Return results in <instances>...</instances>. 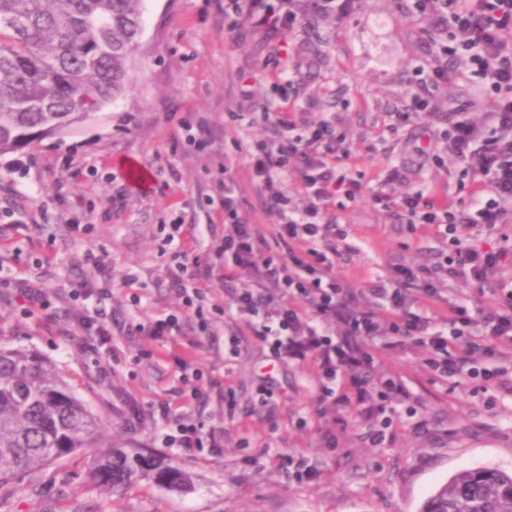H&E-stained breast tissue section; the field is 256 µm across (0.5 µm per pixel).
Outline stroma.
Here are the masks:
<instances>
[{
    "label": "stroma",
    "mask_w": 512,
    "mask_h": 512,
    "mask_svg": "<svg viewBox=\"0 0 512 512\" xmlns=\"http://www.w3.org/2000/svg\"><path fill=\"white\" fill-rule=\"evenodd\" d=\"M285 40L288 60L279 66L269 59L262 32L225 33L224 0H145L126 93L33 148L0 153V342L50 361L100 418L106 438L165 456L191 479L183 493L141 479L115 494L94 481L92 451L83 448L17 482L12 494L0 496V512H420L457 472L512 473V392L433 380L413 344L384 358L385 370L401 373L408 385L407 397L394 403L390 437L371 445L366 426L355 421L328 448L310 367L272 365L253 340L230 355V323L213 336L201 333L192 317L180 335L147 333L154 319L179 311L181 303L161 225H197L198 254L206 256L224 234L214 199L227 162L239 174L243 211L262 212L236 143L268 137L260 114L276 100L268 79L274 71L289 83L302 119L337 118L340 147L363 185L360 200L327 214L349 233L337 275L374 279L395 263L441 260L442 244L370 197L389 164L400 173L391 193L431 191L456 202L454 159L439 168L419 150L447 127L451 108L468 102L481 114L474 86L452 79L422 87L418 69L431 61L437 36L411 0H356L351 10L327 17L308 11ZM244 74L256 83L248 102L238 94ZM421 91L430 95L432 111L397 124L396 113ZM189 126L211 139L207 151L186 141ZM127 158L148 171L146 191L128 182L120 166ZM88 250L112 274L104 304L112 327L108 348L76 322L95 302L68 296L73 280L100 281L94 267L78 262ZM21 280L50 292V308L24 316ZM182 359L203 370L201 397L181 382ZM266 378L276 385L269 409L257 402ZM228 386L237 399L232 414L224 406ZM163 405L170 418L161 416ZM180 416L201 422L217 447L188 453L167 445L170 420ZM286 454L303 455L316 478L298 481L278 468Z\"/></svg>",
    "instance_id": "1"
}]
</instances>
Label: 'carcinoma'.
<instances>
[{
    "mask_svg": "<svg viewBox=\"0 0 512 512\" xmlns=\"http://www.w3.org/2000/svg\"><path fill=\"white\" fill-rule=\"evenodd\" d=\"M143 0H0V153L32 147L33 133L81 122V105L104 107L129 85ZM99 451L91 470L119 491L135 478L186 472L105 441L100 420L34 353L0 345V494L50 463L49 448ZM421 512H512V475L478 468L440 485Z\"/></svg>",
    "mask_w": 512,
    "mask_h": 512,
    "instance_id": "1",
    "label": "carcinoma"
}]
</instances>
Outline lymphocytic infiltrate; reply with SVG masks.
I'll return each mask as SVG.
<instances>
[{
	"label": "lymphocytic infiltrate",
	"instance_id": "f902f5d3",
	"mask_svg": "<svg viewBox=\"0 0 512 512\" xmlns=\"http://www.w3.org/2000/svg\"><path fill=\"white\" fill-rule=\"evenodd\" d=\"M297 0H227V29L247 26L270 41L272 56H287L278 37L297 28ZM416 12L431 16L436 30L449 32L428 67L431 86L449 79L477 81L486 95L482 120L468 105L458 106L443 134L445 149L461 166L463 193L457 205L421 191L398 196L385 189L396 177L387 170L373 203L396 208L417 221L423 235L447 248L441 263L395 264L386 275L365 284L338 277L337 244L348 233L322 223L328 207L360 198L362 184L353 179L336 144L334 120L310 123L292 109L263 113L273 134L252 142L246 152L248 175L274 221L263 229L243 213L235 194V172L224 169V238L211 260H200L197 228L171 225L163 243L173 246L176 272L171 285L182 299L180 312L155 320L154 336L179 334L185 314H193L202 333H215L217 323L204 311L206 286L221 282L226 306L237 322L229 340L238 350L248 339L262 343L280 364L311 367L317 377L320 414L326 415L323 440L335 447L345 412L369 423L372 443L385 439L393 421L392 403L407 393L404 377L382 376L375 394L366 379L381 355L414 340L425 351L435 379H465L482 390L503 387L500 363L512 359V281L501 280L503 264L512 257V0H413ZM302 173L301 196L290 195L285 178L291 166ZM481 238H474L473 229ZM251 280L241 284L239 272ZM476 285L488 302L468 306L455 293V282ZM441 307V326L416 313L419 302Z\"/></svg>",
	"mask_w": 512,
	"mask_h": 512
}]
</instances>
